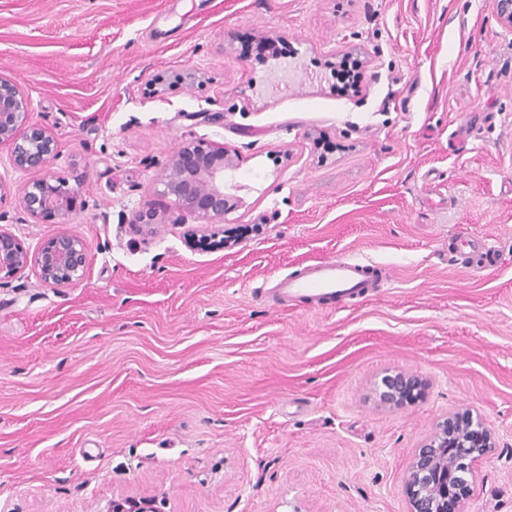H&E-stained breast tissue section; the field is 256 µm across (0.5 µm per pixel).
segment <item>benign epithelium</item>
<instances>
[{
    "label": "benign epithelium",
    "instance_id": "obj_1",
    "mask_svg": "<svg viewBox=\"0 0 512 512\" xmlns=\"http://www.w3.org/2000/svg\"><path fill=\"white\" fill-rule=\"evenodd\" d=\"M494 15L502 29L512 34V0H492ZM31 104L18 84L0 74V147L10 151L13 164L41 173L19 188L23 212L34 222L55 217L66 224L76 209L79 189L46 173L58 155V143L50 128L30 119ZM235 159L224 146L184 142L172 154L154 192L171 200L166 213L145 205L134 218L137 224L157 227L179 224L191 217L222 219L229 210L233 188L231 171ZM85 241L78 235L59 232L30 250L16 235L0 229V274L33 268L40 280L65 288L85 276L88 268ZM419 376L398 371L381 380L379 401L398 408L422 389ZM498 447L495 433L469 409H457L439 423L411 454L405 477L407 512H448V500L459 507L477 487L483 461ZM164 502L154 496L112 494L103 512H162Z\"/></svg>",
    "mask_w": 512,
    "mask_h": 512
}]
</instances>
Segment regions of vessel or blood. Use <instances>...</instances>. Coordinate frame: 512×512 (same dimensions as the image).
<instances>
[{"mask_svg":"<svg viewBox=\"0 0 512 512\" xmlns=\"http://www.w3.org/2000/svg\"><path fill=\"white\" fill-rule=\"evenodd\" d=\"M386 274L375 263L358 259L333 258L304 266L279 277L262 297L278 305H293L304 300L333 301L345 306L378 287Z\"/></svg>","mask_w":512,"mask_h":512,"instance_id":"obj_1","label":"vessel or blood"}]
</instances>
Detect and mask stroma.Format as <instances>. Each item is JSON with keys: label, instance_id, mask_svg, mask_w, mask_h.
<instances>
[{"label": "stroma", "instance_id": "35a3bbf8", "mask_svg": "<svg viewBox=\"0 0 512 512\" xmlns=\"http://www.w3.org/2000/svg\"><path fill=\"white\" fill-rule=\"evenodd\" d=\"M282 41L259 61L241 43ZM363 61L342 95L334 57ZM0 73L79 187L32 222L0 149V226L86 243L66 288L0 284V512H406L413 448L449 411L499 446L464 512H512V34L491 0H0ZM237 167L221 250L195 221L149 235L153 185L187 140ZM492 239L469 267L458 236ZM391 279L348 309L259 291L336 257ZM423 395L380 405L386 372ZM164 501L155 496H134L124 492L112 494L107 501L103 512H164Z\"/></svg>", "mask_w": 512, "mask_h": 512}]
</instances>
